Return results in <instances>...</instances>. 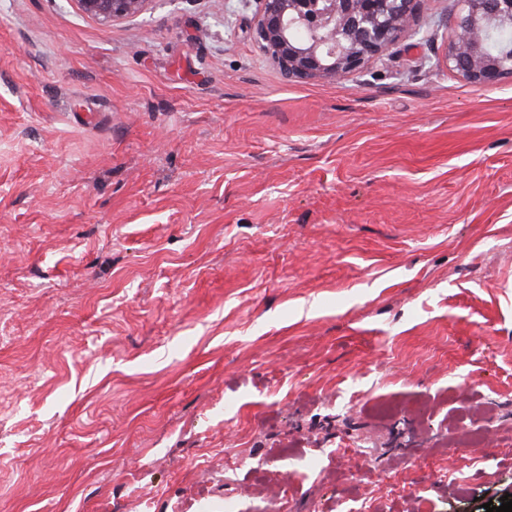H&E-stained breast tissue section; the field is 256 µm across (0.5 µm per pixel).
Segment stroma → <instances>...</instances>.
<instances>
[{
    "instance_id": "35a3bbf8",
    "label": "stroma",
    "mask_w": 512,
    "mask_h": 512,
    "mask_svg": "<svg viewBox=\"0 0 512 512\" xmlns=\"http://www.w3.org/2000/svg\"><path fill=\"white\" fill-rule=\"evenodd\" d=\"M457 11L290 82L255 0H0V512L512 494V80L437 65ZM84 14L102 22H115L139 14L150 0H75Z\"/></svg>"
}]
</instances>
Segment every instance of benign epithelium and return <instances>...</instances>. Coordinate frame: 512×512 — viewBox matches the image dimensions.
<instances>
[{"label":"benign epithelium","mask_w":512,"mask_h":512,"mask_svg":"<svg viewBox=\"0 0 512 512\" xmlns=\"http://www.w3.org/2000/svg\"><path fill=\"white\" fill-rule=\"evenodd\" d=\"M84 14L115 22L148 0H76ZM420 0H257L252 36L289 80L340 79L387 56L411 30ZM444 64L464 81L493 86L512 79V54L487 50L492 35L512 29V0H459Z\"/></svg>","instance_id":"obj_1"}]
</instances>
